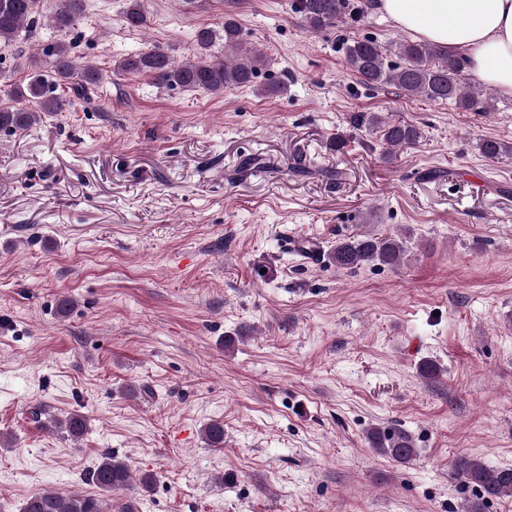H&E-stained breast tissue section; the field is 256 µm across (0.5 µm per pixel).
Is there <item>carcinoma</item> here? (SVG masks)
Here are the masks:
<instances>
[{"instance_id": "1", "label": "carcinoma", "mask_w": 512, "mask_h": 512, "mask_svg": "<svg viewBox=\"0 0 512 512\" xmlns=\"http://www.w3.org/2000/svg\"><path fill=\"white\" fill-rule=\"evenodd\" d=\"M40 0H0V44H11L25 28L36 24ZM82 10V0H59L51 21L60 29L73 24ZM295 13L304 26L318 32L343 21L355 22L361 6L355 0H296ZM128 28H140L146 22L144 0H129L123 16ZM224 39V55L217 56L212 48L217 39ZM198 55L193 60L177 62L166 52L153 47L124 58L119 67L123 71L145 73L161 85L180 86L192 90L222 93L224 88L249 86L253 83L265 60L259 53L240 46V29L234 14L224 15L223 33L204 26L196 32ZM394 52L402 60L400 65L386 62L385 49L369 38L355 39L346 47V61L361 83L372 88L393 86L406 96H424L433 101H454L459 108L473 109L477 101L467 83L464 61L456 55L427 41H399ZM40 72L27 85V91L17 87L12 91L14 101L28 96L38 100L40 111L22 107H0V130L23 129L37 120L39 112H61L71 104L57 93L58 86L66 84L77 97L87 96L98 87L104 75L93 64L80 65L72 58L70 48L55 42L41 48ZM352 129L380 133L389 158L396 150L418 144L420 128L408 122H386L376 112H354L349 117ZM487 159H498L512 153V147L495 139H483L477 144ZM407 251V240L395 236L365 234L353 241H340L331 253V260L341 269H354L376 264L396 267ZM53 423L74 438L84 435L87 423L83 415L72 413ZM208 444L215 448L224 445V426L219 422L204 429ZM372 448L399 464L411 463L417 448L411 433L397 425L377 426L366 432ZM452 471L465 486H472L478 497L467 500L463 512H483L492 499L512 496V468H490L482 461L460 456L454 460ZM91 480L105 492L122 491L130 485L128 466L113 459L112 454L102 456L91 472ZM21 512H103L102 501L80 494L64 496L55 490H45L28 498Z\"/></svg>"}]
</instances>
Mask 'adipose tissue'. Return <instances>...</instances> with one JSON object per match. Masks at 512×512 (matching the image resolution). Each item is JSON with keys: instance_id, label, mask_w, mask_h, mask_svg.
<instances>
[{"instance_id": "obj_1", "label": "adipose tissue", "mask_w": 512, "mask_h": 512, "mask_svg": "<svg viewBox=\"0 0 512 512\" xmlns=\"http://www.w3.org/2000/svg\"><path fill=\"white\" fill-rule=\"evenodd\" d=\"M398 28L466 60L480 82L512 95V0H373Z\"/></svg>"}]
</instances>
